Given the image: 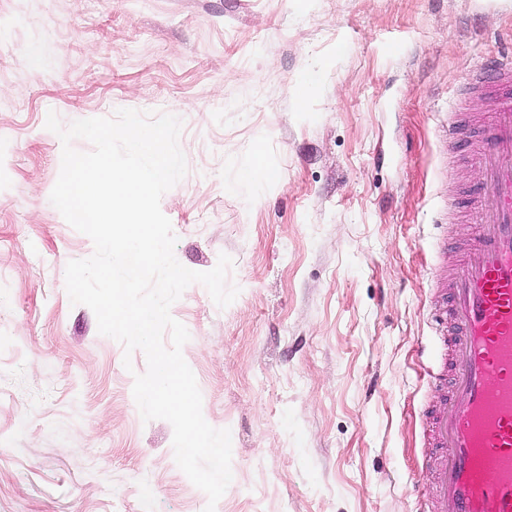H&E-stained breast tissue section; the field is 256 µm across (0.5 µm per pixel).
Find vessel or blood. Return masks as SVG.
I'll use <instances>...</instances> for the list:
<instances>
[{"label": "vessel or blood", "mask_w": 512, "mask_h": 512, "mask_svg": "<svg viewBox=\"0 0 512 512\" xmlns=\"http://www.w3.org/2000/svg\"><path fill=\"white\" fill-rule=\"evenodd\" d=\"M489 71L464 88L485 111L459 113L454 129L480 173L452 205L473 232L437 281L449 300L431 347L439 395L422 417L426 446L442 455L422 512H512V55Z\"/></svg>", "instance_id": "1"}]
</instances>
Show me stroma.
<instances>
[{"mask_svg": "<svg viewBox=\"0 0 512 512\" xmlns=\"http://www.w3.org/2000/svg\"><path fill=\"white\" fill-rule=\"evenodd\" d=\"M512 51V0H0V512H205L169 422L132 394L142 351L71 304L94 252L50 201L45 127L120 108L183 121L161 199L185 267L233 260L237 299L171 307L205 420L229 429L215 512H418L438 454L421 411L449 126ZM261 160L272 177L244 175ZM131 366H124V359Z\"/></svg>", "mask_w": 512, "mask_h": 512, "instance_id": "35a3bbf8", "label": "stroma"}]
</instances>
